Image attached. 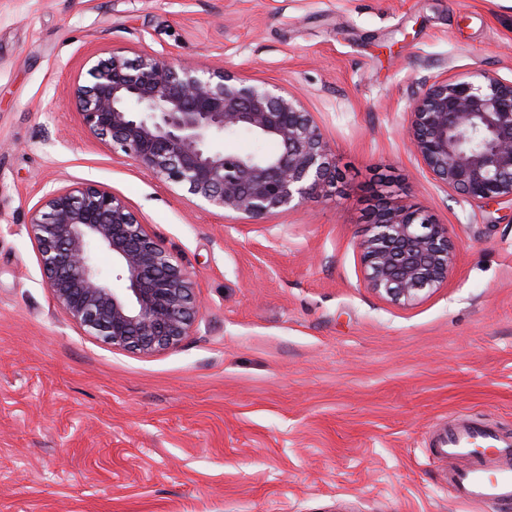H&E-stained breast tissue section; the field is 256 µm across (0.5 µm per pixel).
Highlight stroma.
<instances>
[{
    "label": "stroma",
    "mask_w": 512,
    "mask_h": 512,
    "mask_svg": "<svg viewBox=\"0 0 512 512\" xmlns=\"http://www.w3.org/2000/svg\"><path fill=\"white\" fill-rule=\"evenodd\" d=\"M114 50L294 93L333 149L304 204L232 224L91 135L71 94ZM512 81V0H0V512H505L461 503L432 435L512 436V204H471L407 148L425 81ZM190 273L193 332L112 350L59 310L28 223L84 181ZM447 225L446 282H363L382 207Z\"/></svg>",
    "instance_id": "obj_1"
}]
</instances>
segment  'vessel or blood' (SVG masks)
Returning <instances> with one entry per match:
<instances>
[{"label":"vessel or blood","mask_w":512,"mask_h":512,"mask_svg":"<svg viewBox=\"0 0 512 512\" xmlns=\"http://www.w3.org/2000/svg\"><path fill=\"white\" fill-rule=\"evenodd\" d=\"M434 454L448 462V481L466 504L512 506V437L461 418L435 434Z\"/></svg>","instance_id":"1"}]
</instances>
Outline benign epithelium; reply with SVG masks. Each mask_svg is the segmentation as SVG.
I'll list each match as a JSON object with an SVG mask.
<instances>
[{"instance_id": "7a95c632", "label": "benign epithelium", "mask_w": 512, "mask_h": 512, "mask_svg": "<svg viewBox=\"0 0 512 512\" xmlns=\"http://www.w3.org/2000/svg\"><path fill=\"white\" fill-rule=\"evenodd\" d=\"M87 75L74 89L86 129L199 207L258 224L329 182L330 143L300 98L277 86L164 52L114 51ZM408 115V146L435 180L471 203L512 202V81L486 71L439 77ZM241 134L278 150L224 152L220 142ZM30 234L61 313L116 351H164L201 316L190 273L98 185L46 192ZM358 249L365 285L395 303L439 287L454 260L448 226L418 209L379 211ZM100 252L125 287L111 286Z\"/></svg>"}]
</instances>
